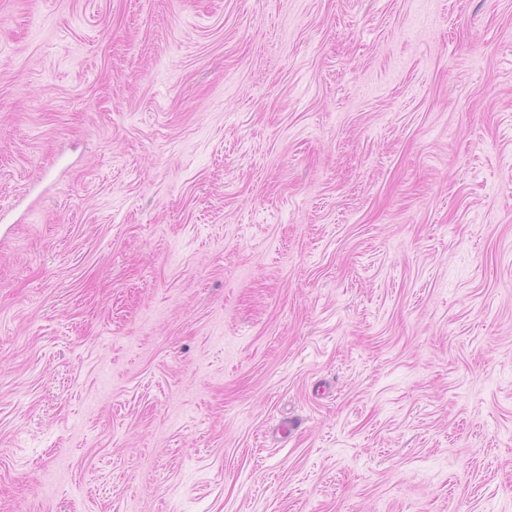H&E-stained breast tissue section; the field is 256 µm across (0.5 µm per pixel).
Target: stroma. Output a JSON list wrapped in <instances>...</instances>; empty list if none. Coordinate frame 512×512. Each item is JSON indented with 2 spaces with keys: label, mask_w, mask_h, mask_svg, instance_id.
I'll return each instance as SVG.
<instances>
[{
  "label": "stroma",
  "mask_w": 512,
  "mask_h": 512,
  "mask_svg": "<svg viewBox=\"0 0 512 512\" xmlns=\"http://www.w3.org/2000/svg\"><path fill=\"white\" fill-rule=\"evenodd\" d=\"M0 512H512V0H0Z\"/></svg>",
  "instance_id": "35a3bbf8"
}]
</instances>
